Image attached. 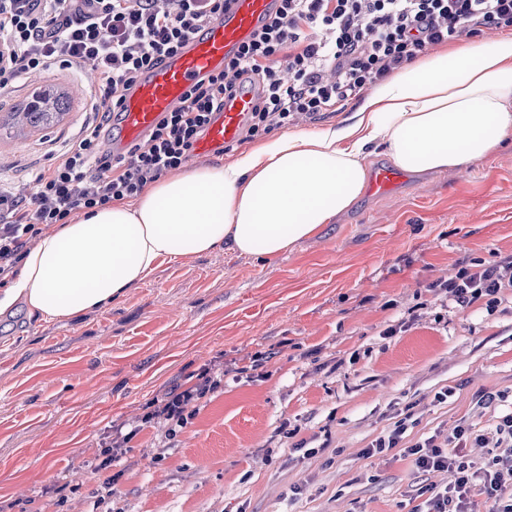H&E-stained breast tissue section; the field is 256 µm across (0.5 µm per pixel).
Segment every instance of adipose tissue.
Segmentation results:
<instances>
[{
  "mask_svg": "<svg viewBox=\"0 0 512 512\" xmlns=\"http://www.w3.org/2000/svg\"><path fill=\"white\" fill-rule=\"evenodd\" d=\"M509 138L512 33L437 45L376 84L345 125L281 133L232 163L185 169L57 225L0 290V313L20 301L69 320L111 304L163 260L221 247L277 258L361 196L368 146L408 172L462 171Z\"/></svg>",
  "mask_w": 512,
  "mask_h": 512,
  "instance_id": "1",
  "label": "adipose tissue"
}]
</instances>
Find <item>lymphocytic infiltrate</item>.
<instances>
[{"label":"lymphocytic infiltrate","instance_id":"lymphocytic-infiltrate-1","mask_svg":"<svg viewBox=\"0 0 512 512\" xmlns=\"http://www.w3.org/2000/svg\"><path fill=\"white\" fill-rule=\"evenodd\" d=\"M227 0H0V98L21 74L58 65L95 71L94 118L75 147L40 170L30 194L0 184V284L45 226L133 197L193 153L226 96L246 83L262 88L244 127L252 139L287 127L299 116L315 118L361 96L432 45L475 34L478 28L512 26V0H280L274 18L243 45L223 72L187 92L150 136L125 153L99 147L123 92L139 74L159 64L186 39L223 13ZM435 290L462 308L484 302L494 310L512 288V257L474 260L457 279ZM225 371L204 369L194 383L153 399L127 429L103 435L86 461L93 471L120 461L128 443L154 424L168 436L186 427L199 402L222 385ZM488 446L484 463L463 454L467 441ZM421 471L450 470L453 485L430 494L411 512H471L479 492L491 512H512V411L502 414L492 437L460 427L446 446L427 438L405 450Z\"/></svg>","mask_w":512,"mask_h":512}]
</instances>
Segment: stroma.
Returning a JSON list of instances; mask_svg holds the SVG:
<instances>
[{"label": "stroma", "mask_w": 512, "mask_h": 512, "mask_svg": "<svg viewBox=\"0 0 512 512\" xmlns=\"http://www.w3.org/2000/svg\"><path fill=\"white\" fill-rule=\"evenodd\" d=\"M69 100L60 123L10 128L34 90ZM97 87L61 67L24 75L0 108V183L21 193L90 117ZM512 255V141L455 172L410 173L266 262L224 249L164 260L112 305L66 322L0 314V507L42 512H410L447 472L395 448L455 427L489 434L512 399V288L495 311L452 309L428 283L463 259ZM395 335H387L388 327ZM229 373L198 415L131 442L121 474L85 464L106 428L214 360ZM69 485L54 493L58 476ZM405 431V423L401 422L386 437H379L372 442L371 447L365 448L363 455L370 457L375 454L383 453L385 450L395 448L402 440Z\"/></svg>", "instance_id": "obj_1"}]
</instances>
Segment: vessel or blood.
I'll return each instance as SVG.
<instances>
[{
  "mask_svg": "<svg viewBox=\"0 0 512 512\" xmlns=\"http://www.w3.org/2000/svg\"><path fill=\"white\" fill-rule=\"evenodd\" d=\"M275 10V0H228L223 15L202 32L190 36L176 52L148 70L126 93L116 127L111 137L103 142L104 149L121 153L144 140L164 113L182 105L190 86L209 75L223 72L225 62L252 39ZM256 94V87L247 86L225 99L205 137L197 144L196 157H207L214 149L238 139ZM404 178V173L398 169L376 167L371 175L370 191L375 195L386 194Z\"/></svg>",
  "mask_w": 512,
  "mask_h": 512,
  "instance_id": "vessel-or-blood-1",
  "label": "vessel or blood"
}]
</instances>
